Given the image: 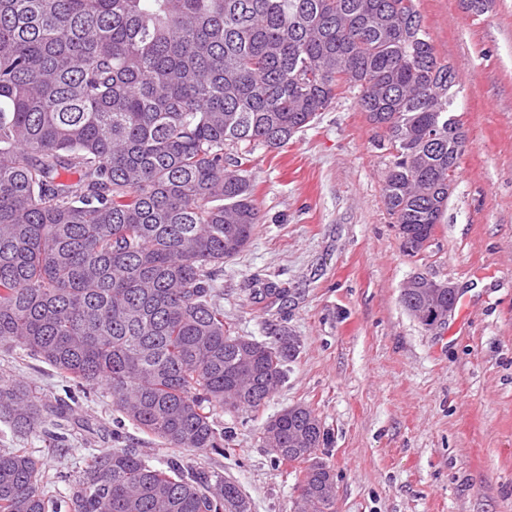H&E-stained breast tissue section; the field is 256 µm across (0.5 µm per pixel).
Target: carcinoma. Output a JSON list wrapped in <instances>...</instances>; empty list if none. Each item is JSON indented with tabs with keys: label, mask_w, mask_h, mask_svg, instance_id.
I'll use <instances>...</instances> for the list:
<instances>
[{
	"label": "carcinoma",
	"mask_w": 512,
	"mask_h": 512,
	"mask_svg": "<svg viewBox=\"0 0 512 512\" xmlns=\"http://www.w3.org/2000/svg\"><path fill=\"white\" fill-rule=\"evenodd\" d=\"M340 94L384 132L394 223L432 237L464 147L453 85L414 0H0V347L103 385L127 426L168 448L222 454L214 412L258 409L301 341L233 335L224 262L260 211L245 159L281 148ZM63 408L0 384L16 436L64 437ZM303 465L293 512H335L329 433L308 407L260 432ZM45 462L0 451V512H252L224 475L133 448L93 454L65 495Z\"/></svg>",
	"instance_id": "cac0c4a2"
}]
</instances>
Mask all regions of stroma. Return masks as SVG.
<instances>
[{"label":"stroma","mask_w":512,"mask_h":512,"mask_svg":"<svg viewBox=\"0 0 512 512\" xmlns=\"http://www.w3.org/2000/svg\"><path fill=\"white\" fill-rule=\"evenodd\" d=\"M436 54L454 67L450 107L470 146L428 247L404 253L382 188L391 156L353 98L336 101L284 148L257 147L249 169L262 221L227 260L217 291L241 336L268 324L301 340L285 381L229 453H183L250 496L253 512H292L299 482L259 439L264 422L310 407L329 432L336 512H512V0L481 16L461 0H415ZM451 283L465 309L426 329L405 309L413 275ZM284 296H266L268 286ZM21 378L46 398L64 381L0 348V381ZM86 430L64 456H46L51 490L66 492L89 456L112 448L105 389L72 405Z\"/></svg>","instance_id":"1"}]
</instances>
